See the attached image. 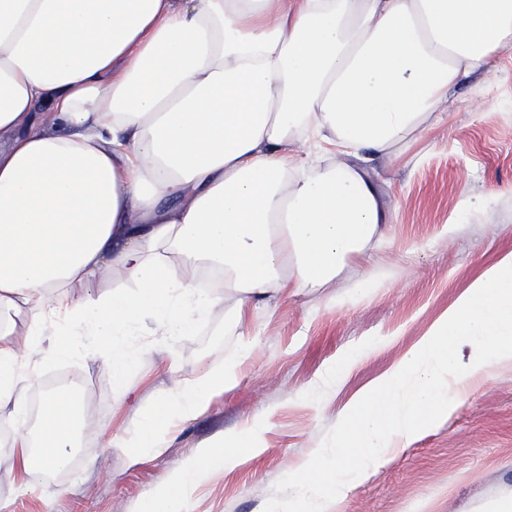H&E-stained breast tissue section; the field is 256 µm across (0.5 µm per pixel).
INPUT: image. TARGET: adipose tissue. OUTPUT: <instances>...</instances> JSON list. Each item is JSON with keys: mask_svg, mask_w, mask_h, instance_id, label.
I'll return each mask as SVG.
<instances>
[{"mask_svg": "<svg viewBox=\"0 0 512 512\" xmlns=\"http://www.w3.org/2000/svg\"><path fill=\"white\" fill-rule=\"evenodd\" d=\"M510 48L512 0H0V411L20 450L0 467L67 468L86 428L62 392L27 424L23 366L46 334L52 358L109 364L120 401L139 315L183 336L228 303L238 348L176 377L133 443L161 454L237 386L250 314L387 249L372 161L420 162L408 149L449 93ZM510 368L512 251L352 395L320 451L333 467L300 469L286 499L338 512L367 468ZM247 448L199 449L134 512H174Z\"/></svg>", "mask_w": 512, "mask_h": 512, "instance_id": "obj_1", "label": "adipose tissue"}]
</instances>
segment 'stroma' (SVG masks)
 Here are the masks:
<instances>
[{"instance_id":"35a3bbf8","label":"stroma","mask_w":512,"mask_h":512,"mask_svg":"<svg viewBox=\"0 0 512 512\" xmlns=\"http://www.w3.org/2000/svg\"><path fill=\"white\" fill-rule=\"evenodd\" d=\"M487 83L490 95L472 106ZM447 113L423 142L422 163H372L395 215L383 266L352 259L327 287L277 300L273 313L257 311L238 386L170 432L161 455L133 464L125 444L170 393L174 374L221 365L236 348L237 337L224 333V306L184 336L163 335L147 317L135 322L128 343L138 363L120 402L101 360L40 361L27 383L29 397L62 381L78 383L83 412L122 444L103 448L82 438L71 466L52 476L0 470V512H131L196 449L240 436L261 412L267 419L253 446L185 496L180 512H271L289 470L330 445L352 394L397 363L484 265L512 251V59L495 74L470 77L449 98ZM464 191L481 207L446 234ZM377 272L383 285L365 287ZM331 366L338 376L327 383ZM28 479L33 489L25 488ZM506 497L512 498V369L474 386L445 421L370 469L352 485L343 512H486Z\"/></svg>"}]
</instances>
